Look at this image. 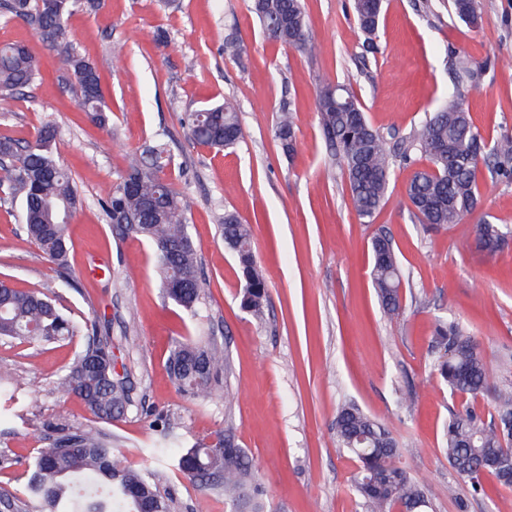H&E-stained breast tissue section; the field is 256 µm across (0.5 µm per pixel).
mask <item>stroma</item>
Instances as JSON below:
<instances>
[{
	"label": "stroma",
	"instance_id": "obj_1",
	"mask_svg": "<svg viewBox=\"0 0 512 512\" xmlns=\"http://www.w3.org/2000/svg\"><path fill=\"white\" fill-rule=\"evenodd\" d=\"M449 0H383L373 51L354 0H303L317 50L306 54L269 40L251 0H101L70 19L79 53L95 61L112 109L94 124L66 93L59 58L33 29L0 7V43L25 42L40 74L0 112V137L32 141L57 128L60 163L82 200L67 225L70 270L41 259L25 231L20 201L0 202V279L46 293L75 322L98 320L112 338L130 389L125 414L101 430L136 469L173 495L172 512H228L224 498L187 479L173 459L151 457L163 432L180 449L231 430L263 490L265 512H365L352 489L357 465L336 445L334 423L348 402L385 424L407 449L404 466L435 512H512V489L493 477L473 493L448 465L443 430L462 399L434 369L439 321H459L489 368L473 405L494 412L496 392L512 383V244L487 254L478 224L512 228V179L481 168V204L459 223H421L407 184L423 159L394 161L385 203L363 223L339 159L320 125L328 87L355 94L370 124L390 142L408 137L455 92L453 63L478 76L465 88L473 123L487 141L512 136V0H479L478 27L458 20ZM239 40L240 56L224 53ZM199 59L188 68L190 59ZM233 99L244 138L220 152L192 143L186 113ZM293 112L296 142L275 135L282 109ZM176 167L170 178L189 205L188 231L204 290L201 317L189 319L160 288L154 249L115 235L100 202L130 153L156 137ZM232 212L252 230L268 288L262 317L241 309L242 281L217 226ZM385 230L403 274L399 315L388 318L370 279L371 239ZM219 346L223 383L210 396L179 392L167 359L177 342ZM75 336L54 343L0 338V488L27 503L32 464L59 428L92 416L57 383L82 349ZM416 394L412 408L392 391Z\"/></svg>",
	"mask_w": 512,
	"mask_h": 512
}]
</instances>
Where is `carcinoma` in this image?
I'll list each match as a JSON object with an SVG mask.
<instances>
[{
	"label": "carcinoma",
	"instance_id": "obj_1",
	"mask_svg": "<svg viewBox=\"0 0 512 512\" xmlns=\"http://www.w3.org/2000/svg\"><path fill=\"white\" fill-rule=\"evenodd\" d=\"M98 0H57L47 11L40 0H10L9 9L30 23L37 37L65 65L62 80L72 98L99 125L108 121L97 66L76 49L69 18L78 8L94 9ZM366 48L374 49L382 0H354ZM270 40L307 53L315 50L307 34L308 20L301 0H263L252 4ZM452 12L461 21L478 23L477 0H452ZM39 74L35 57L22 42L0 45V112L12 109L16 95L31 86ZM355 99L345 86H337L336 99L320 97L318 112L324 135L343 162L351 202L358 216L370 224L380 211L395 158L404 161L421 155L428 166L414 173L407 188L409 200L424 224L436 227L456 224L480 202V165L494 161L502 175L512 177V137L488 145L473 124L461 96L435 112L408 139L389 145L366 121L363 112L343 107ZM193 142L202 147H233L244 138L238 107L230 99L191 112L186 117ZM54 125L38 130L35 141L22 144L0 138V188L9 200L23 206L25 231L40 256L63 273L69 270L66 223L77 209L79 196L68 171L51 151ZM276 136L286 149L293 147L291 113L279 116ZM173 163L166 145L156 142L133 154L120 181L104 202L106 216L121 236H142L154 247L165 298L189 317L199 315L202 286L196 252L187 228L186 198L165 177ZM224 243L239 262L244 288L241 305L259 315L266 301V284L251 249L250 231L233 214L220 225ZM512 232L497 224L478 225L477 245L497 253ZM370 278L383 311L390 317L401 308L402 273L391 238L380 232L371 240ZM32 333L39 341H59L69 336L86 337V346L59 381L60 392L77 398L89 411L94 425L63 429L47 448L40 449L28 481L35 512H170L171 497L150 477L130 468L97 428L124 415L129 405L125 381L114 376L112 339L95 321L74 323L54 300L39 291H22L0 280V337L20 339ZM438 352L434 367L453 393L476 398L487 382V365L474 338L455 321H441L434 334ZM226 366L224 353L209 342L178 343L168 358L170 374L178 389L190 397L212 391ZM496 415L485 421L466 405L453 413L444 429L448 465L473 489L482 488L485 475L510 487L496 470H483L489 456H512L505 418L512 415V386L496 395ZM338 446L359 462L354 489L367 512H429L423 486L401 465L407 452L392 432L354 403L341 407L335 422ZM177 439L165 436L152 449L158 458L174 455L178 470L191 480L224 495L232 512H263L262 489L244 450L224 465L219 448L193 446L171 453Z\"/></svg>",
	"mask_w": 512,
	"mask_h": 512
}]
</instances>
